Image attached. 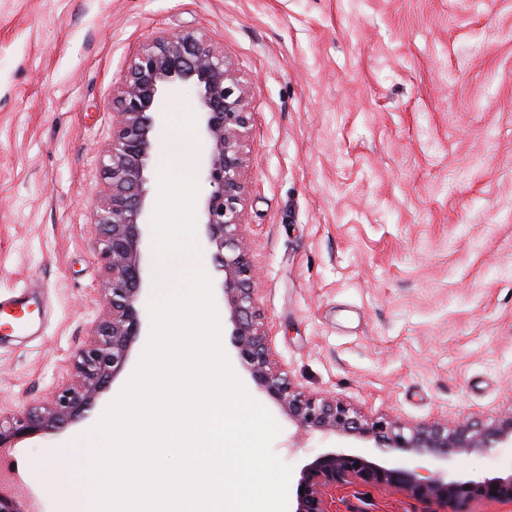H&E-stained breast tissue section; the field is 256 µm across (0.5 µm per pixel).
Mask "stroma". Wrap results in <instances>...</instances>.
Masks as SVG:
<instances>
[{
	"label": "stroma",
	"mask_w": 512,
	"mask_h": 512,
	"mask_svg": "<svg viewBox=\"0 0 512 512\" xmlns=\"http://www.w3.org/2000/svg\"><path fill=\"white\" fill-rule=\"evenodd\" d=\"M201 31L247 88L239 205L278 366L308 393L407 426L493 424L512 412V0H0V301L27 288L38 333L0 342V414L74 379L107 316L89 228L107 193L112 91L139 48ZM164 139L206 154L195 90L167 105ZM86 416L19 442L24 508L58 512L79 487L76 444L134 372ZM224 350L299 471L357 447L295 425ZM462 478L512 473V447L460 457ZM336 512H423L353 484Z\"/></svg>",
	"instance_id": "1"
}]
</instances>
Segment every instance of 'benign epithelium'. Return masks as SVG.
Wrapping results in <instances>:
<instances>
[{
	"label": "benign epithelium",
	"mask_w": 512,
	"mask_h": 512,
	"mask_svg": "<svg viewBox=\"0 0 512 512\" xmlns=\"http://www.w3.org/2000/svg\"><path fill=\"white\" fill-rule=\"evenodd\" d=\"M186 84L195 88L209 145L203 170V242L215 248L213 260L224 273L232 336L256 385L294 423L299 437L320 433L372 440L384 453H416L446 462V468L421 478L391 462L380 464L329 448L300 470L292 512H333L332 491L354 483L396 490L425 504L428 512H448L455 504L484 498L512 501V474L483 481L454 476L461 455L512 446V412L490 427L463 422L450 429L434 422L407 431L393 418L366 419L342 401L308 394L277 368L260 322L254 288L258 273L250 261V243L238 209L245 191L241 143L248 124L247 90L224 54L197 30L144 44L112 93V147L104 163L110 191L100 201L94 238L107 276L109 314L74 358L75 383L60 389L44 407L0 416V448L78 422L126 364L143 325L139 303L147 255L142 225L151 207L145 184L161 143L168 100Z\"/></svg>",
	"instance_id": "benign-epithelium-1"
}]
</instances>
